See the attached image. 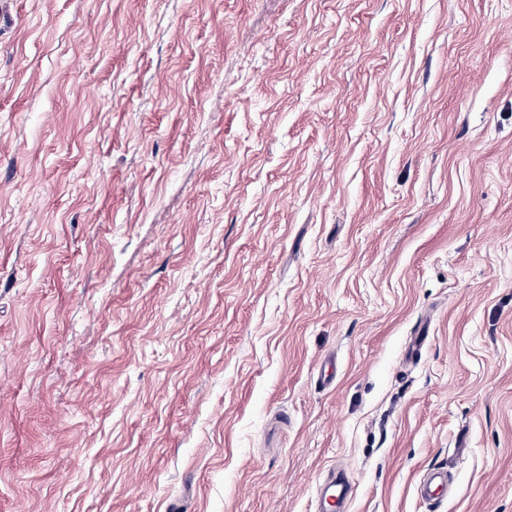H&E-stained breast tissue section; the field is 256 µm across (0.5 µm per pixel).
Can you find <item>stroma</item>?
Here are the masks:
<instances>
[{"label": "stroma", "instance_id": "stroma-1", "mask_svg": "<svg viewBox=\"0 0 512 512\" xmlns=\"http://www.w3.org/2000/svg\"><path fill=\"white\" fill-rule=\"evenodd\" d=\"M331 470L512 512V0H0V512Z\"/></svg>", "mask_w": 512, "mask_h": 512}]
</instances>
